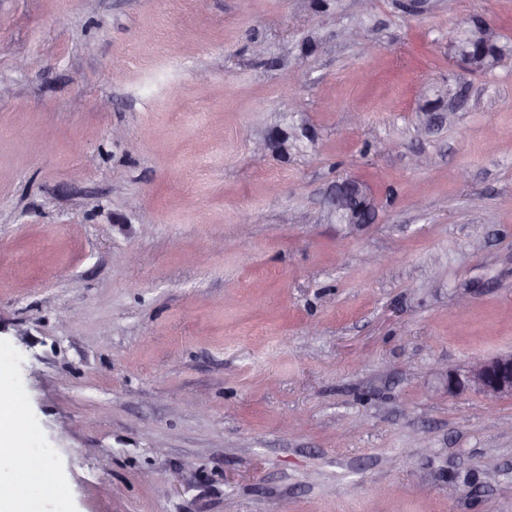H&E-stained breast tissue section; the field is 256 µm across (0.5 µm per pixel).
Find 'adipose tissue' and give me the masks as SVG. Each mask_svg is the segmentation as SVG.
<instances>
[{"instance_id": "ef3b65f1", "label": "adipose tissue", "mask_w": 512, "mask_h": 512, "mask_svg": "<svg viewBox=\"0 0 512 512\" xmlns=\"http://www.w3.org/2000/svg\"><path fill=\"white\" fill-rule=\"evenodd\" d=\"M13 388L9 369L0 366V471L11 473V480L0 483V512H27L26 503L18 501L14 494L13 477L33 482L38 493H45L51 486V477L40 456L29 446V439L15 426L19 411L13 400Z\"/></svg>"}]
</instances>
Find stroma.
Masks as SVG:
<instances>
[{"label":"stroma","mask_w":512,"mask_h":512,"mask_svg":"<svg viewBox=\"0 0 512 512\" xmlns=\"http://www.w3.org/2000/svg\"><path fill=\"white\" fill-rule=\"evenodd\" d=\"M476 17L512 42V0H0L40 512H512V399L448 389L512 350V59L454 56ZM356 185L360 192L352 190ZM366 195L361 186L354 182H345L336 187V192L331 198V211L335 212L338 223L351 227H359L370 223L372 219V207L365 202Z\"/></svg>","instance_id":"1"}]
</instances>
